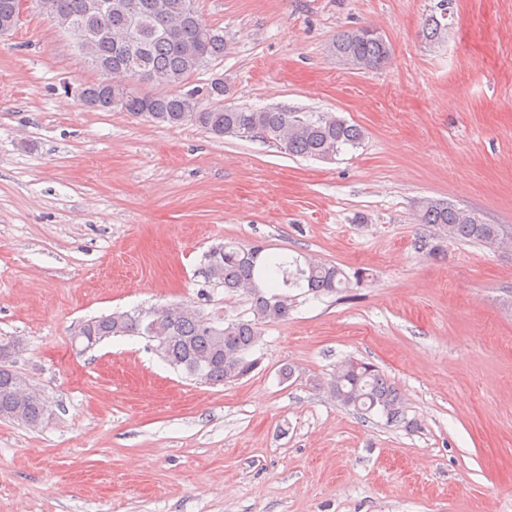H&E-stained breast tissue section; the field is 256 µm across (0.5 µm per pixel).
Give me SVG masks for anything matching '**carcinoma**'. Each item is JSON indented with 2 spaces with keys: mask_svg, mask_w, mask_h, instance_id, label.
<instances>
[{
  "mask_svg": "<svg viewBox=\"0 0 512 512\" xmlns=\"http://www.w3.org/2000/svg\"><path fill=\"white\" fill-rule=\"evenodd\" d=\"M108 4L112 27H99L93 4ZM131 0H40V6L58 27L77 40L79 51L106 75L85 86L82 101L90 108L117 110L150 122L172 127L192 125L222 138H243L245 131L293 156L332 161L340 153L358 148L364 138L361 127L331 113L295 112L288 109H248L220 103L201 110L194 94L182 91L186 81L211 60L224 56V34L203 21L187 0H139L145 4L141 41L143 51L126 63L128 33L123 18ZM14 0H0V34L12 31ZM453 0H437L423 25L429 41L448 33V6ZM336 58L357 70L379 69L391 57L383 35L360 27L337 36L332 44ZM139 81L161 89L158 94L139 92L130 82L132 71ZM417 222L437 228L454 241L497 248L512 244L511 224H488L476 212L439 199L419 202ZM264 247L234 242L212 248L204 268L208 281L224 287L227 294L244 292L251 299V319L226 320L220 324L201 315L191 305H171L148 330L141 312H114L86 321L76 333L90 349L113 336H143L161 346L160 354L173 369L196 382L226 384L251 373L258 364L252 352L261 326L288 318L295 306L290 288H305L316 296L336 294L349 282L335 266L265 256ZM24 376L14 369L0 370V419L9 420L17 406L15 389ZM331 390L340 405L376 413L390 425L405 420L400 393L373 364L347 359L336 366ZM23 426L36 429L48 422L44 397L33 395L23 403Z\"/></svg>",
  "mask_w": 512,
  "mask_h": 512,
  "instance_id": "1",
  "label": "carcinoma"
}]
</instances>
